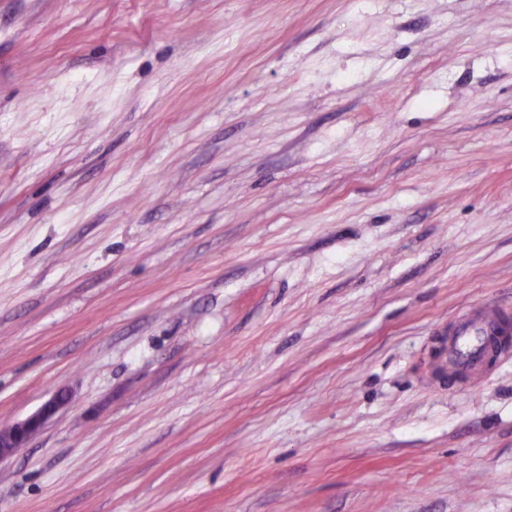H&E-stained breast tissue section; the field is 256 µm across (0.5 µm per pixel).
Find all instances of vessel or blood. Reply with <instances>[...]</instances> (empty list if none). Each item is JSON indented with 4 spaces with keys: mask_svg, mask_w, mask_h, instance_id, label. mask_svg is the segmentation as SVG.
<instances>
[{
    "mask_svg": "<svg viewBox=\"0 0 512 512\" xmlns=\"http://www.w3.org/2000/svg\"><path fill=\"white\" fill-rule=\"evenodd\" d=\"M499 320L497 311L492 308L463 312L448 342L449 363L470 375H483L488 367L486 338L491 325Z\"/></svg>",
    "mask_w": 512,
    "mask_h": 512,
    "instance_id": "vessel-or-blood-1",
    "label": "vessel or blood"
}]
</instances>
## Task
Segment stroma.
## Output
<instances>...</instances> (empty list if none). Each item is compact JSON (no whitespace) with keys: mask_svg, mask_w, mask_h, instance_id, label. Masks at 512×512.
<instances>
[{"mask_svg":"<svg viewBox=\"0 0 512 512\" xmlns=\"http://www.w3.org/2000/svg\"><path fill=\"white\" fill-rule=\"evenodd\" d=\"M512 0H0V512H512ZM494 309H472L463 312L448 341V362L456 369L472 376H481L491 365L487 361V343L490 326L500 323ZM69 402L64 390L55 392L36 412L0 431V459L24 448L28 440Z\"/></svg>","mask_w":512,"mask_h":512,"instance_id":"1","label":"stroma"}]
</instances>
